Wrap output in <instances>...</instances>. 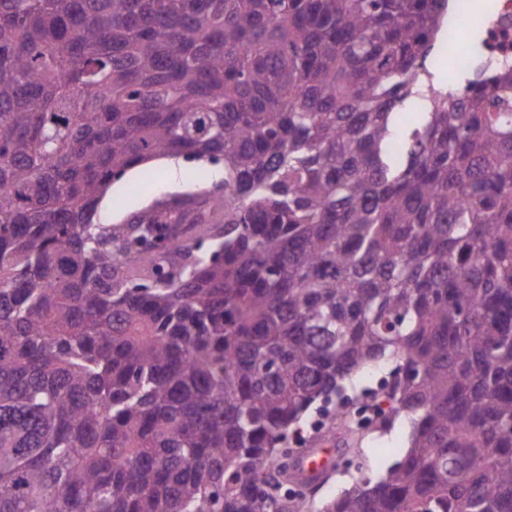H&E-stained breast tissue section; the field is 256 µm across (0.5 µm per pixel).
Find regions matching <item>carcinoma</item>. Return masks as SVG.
<instances>
[{"instance_id":"1","label":"carcinoma","mask_w":512,"mask_h":512,"mask_svg":"<svg viewBox=\"0 0 512 512\" xmlns=\"http://www.w3.org/2000/svg\"><path fill=\"white\" fill-rule=\"evenodd\" d=\"M448 9L0 0V512H310L288 438L383 365L408 448L319 512H512V65L435 87ZM154 164L166 172L169 180L173 184L178 183L183 167V160L160 158L157 159ZM154 164H151L150 162L143 164L135 169L137 171L135 174L131 176L127 174L123 180L113 184L111 188L112 193L110 190L107 194L109 197L106 203L104 205L100 204L99 216L103 222L112 223L128 219L132 216L133 213L142 209L158 195H168L176 191H181L192 184L190 180V174L194 168V163H186L182 174L181 183L178 187L172 186L166 179L163 171L160 168L155 167ZM144 180H151L154 183L155 195L136 196L134 194V185L137 182ZM118 197L127 200L125 208L116 209L114 207L113 200Z\"/></svg>"}]
</instances>
